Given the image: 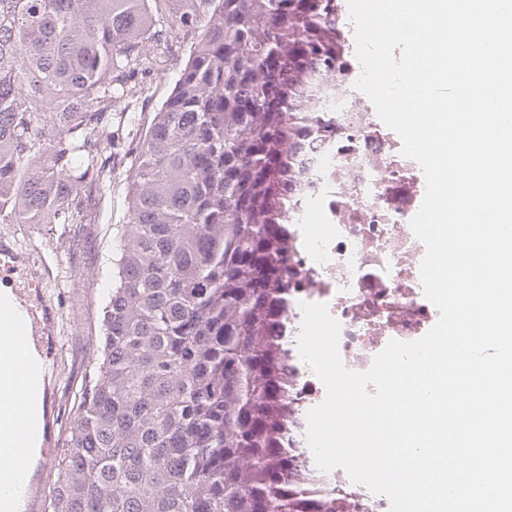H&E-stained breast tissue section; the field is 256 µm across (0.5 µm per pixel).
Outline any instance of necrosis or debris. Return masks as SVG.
I'll return each instance as SVG.
<instances>
[{
	"label": "necrosis or debris",
	"instance_id": "obj_1",
	"mask_svg": "<svg viewBox=\"0 0 512 512\" xmlns=\"http://www.w3.org/2000/svg\"><path fill=\"white\" fill-rule=\"evenodd\" d=\"M317 133L283 214L302 275L299 286L288 290L283 339L294 368L289 396L299 416L283 430L302 461L298 480L306 495L334 491L349 500V512H391L383 495L353 484L343 469H317L306 415L320 404L323 383L302 362L297 337L301 305L308 302L327 304L339 322V353L350 370H367L385 338L414 341L429 313L414 289L415 265L426 248L407 228L417 163L377 129L365 97L344 82L320 98Z\"/></svg>",
	"mask_w": 512,
	"mask_h": 512
}]
</instances>
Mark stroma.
Here are the masks:
<instances>
[{
  "mask_svg": "<svg viewBox=\"0 0 512 512\" xmlns=\"http://www.w3.org/2000/svg\"><path fill=\"white\" fill-rule=\"evenodd\" d=\"M159 24L167 37L148 53L146 69L128 82V109L112 115V138L101 152L104 180L82 198L84 221L80 224H14L0 232H14L21 249L34 253L60 252L62 261L53 266L43 285H30L25 295L47 298L59 314V331L53 346L63 363V372L53 383L51 425L57 438L67 436L81 393L92 370L90 351L99 346L105 299L100 279L112 271V243L118 225L128 221V187L135 146L172 88V81L185 65L193 36L170 26L168 16ZM63 447L39 449L27 474L30 496L24 512H47L54 482L51 465Z\"/></svg>",
  "mask_w": 512,
  "mask_h": 512,
  "instance_id": "stroma-1",
  "label": "stroma"
}]
</instances>
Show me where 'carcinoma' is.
<instances>
[{
    "label": "carcinoma",
    "mask_w": 512,
    "mask_h": 512,
    "mask_svg": "<svg viewBox=\"0 0 512 512\" xmlns=\"http://www.w3.org/2000/svg\"><path fill=\"white\" fill-rule=\"evenodd\" d=\"M196 33L138 139L104 307L52 512H345L278 446L281 219L321 77L347 76L332 0H0V222L80 224L108 113L158 41Z\"/></svg>",
    "instance_id": "carcinoma-1"
}]
</instances>
